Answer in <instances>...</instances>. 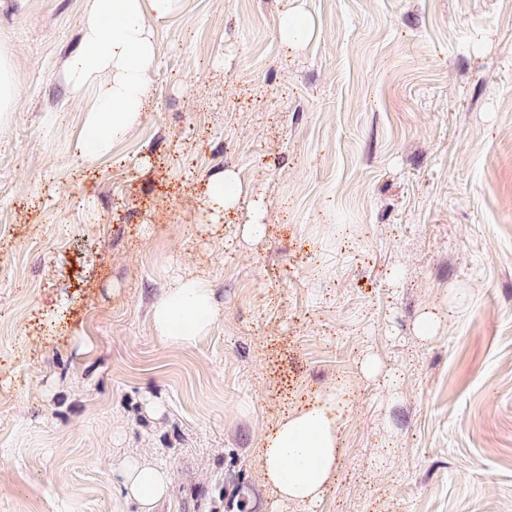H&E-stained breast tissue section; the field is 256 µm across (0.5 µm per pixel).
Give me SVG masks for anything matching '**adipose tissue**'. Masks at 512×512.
Instances as JSON below:
<instances>
[{"mask_svg": "<svg viewBox=\"0 0 512 512\" xmlns=\"http://www.w3.org/2000/svg\"><path fill=\"white\" fill-rule=\"evenodd\" d=\"M180 0H88L80 25L79 50L66 65L75 94L91 90L76 155L94 159L109 154L139 123L150 101V75L157 65L153 24L170 17ZM240 186L235 173L213 176L205 206L212 216L236 207ZM215 319L210 283L192 276L171 288L152 311L153 330L164 341L189 344L206 335ZM345 402L326 398L286 413L264 440L262 466L269 484L284 500L304 506L318 502L337 472L339 425ZM126 498L151 512L166 494L167 471L128 459L119 471Z\"/></svg>", "mask_w": 512, "mask_h": 512, "instance_id": "ef3b65f1", "label": "adipose tissue"}]
</instances>
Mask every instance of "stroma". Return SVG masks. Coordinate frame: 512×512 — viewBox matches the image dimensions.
<instances>
[{
  "mask_svg": "<svg viewBox=\"0 0 512 512\" xmlns=\"http://www.w3.org/2000/svg\"><path fill=\"white\" fill-rule=\"evenodd\" d=\"M87 6L0 0V512H140L135 455L170 475L154 512H225L231 467L258 512H512V0H181L151 108L92 161ZM196 274L213 327L166 343L150 312ZM342 383L338 479L279 501L265 436ZM312 32V22L308 16L296 9L285 11L280 20V39L285 49H295ZM16 100V84L9 63L0 58V112L12 111ZM1 113V114H2ZM240 195L236 174L224 171L208 181L204 204L213 217H220L224 215V210L236 207Z\"/></svg>",
  "mask_w": 512,
  "mask_h": 512,
  "instance_id": "1",
  "label": "stroma"
}]
</instances>
